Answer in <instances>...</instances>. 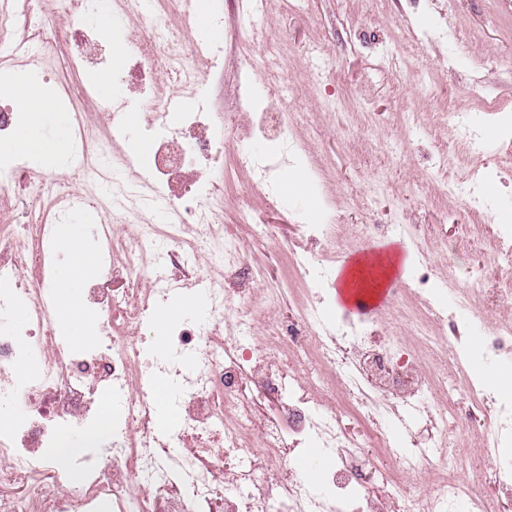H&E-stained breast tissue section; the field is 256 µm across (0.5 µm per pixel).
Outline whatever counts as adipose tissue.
Returning <instances> with one entry per match:
<instances>
[{"label": "adipose tissue", "mask_w": 512, "mask_h": 512, "mask_svg": "<svg viewBox=\"0 0 512 512\" xmlns=\"http://www.w3.org/2000/svg\"><path fill=\"white\" fill-rule=\"evenodd\" d=\"M11 93L22 119L10 151L31 155L50 167L64 168L70 155L66 128L56 127L48 137L42 134L57 110L53 95L28 80L14 83ZM80 235L78 225L70 224L60 237V246L69 254L70 262L62 272L59 296L64 311L70 314L76 308L74 285L89 272L86 256L79 246ZM409 261V255L395 248L355 257L346 268L336 271L342 299L348 304L377 302L398 271L407 269Z\"/></svg>", "instance_id": "obj_1"}]
</instances>
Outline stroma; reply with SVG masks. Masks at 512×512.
<instances>
[{"instance_id": "stroma-1", "label": "stroma", "mask_w": 512, "mask_h": 512, "mask_svg": "<svg viewBox=\"0 0 512 512\" xmlns=\"http://www.w3.org/2000/svg\"><path fill=\"white\" fill-rule=\"evenodd\" d=\"M446 24L440 40L423 39V32ZM248 39L279 38L282 52L267 57L266 65L287 64L288 78L299 99L297 132L308 145L320 169V185H308L305 196L286 195L289 169H281L275 194L261 200L229 197L221 222L228 235L244 244L272 282L297 287L288 268L286 244L298 241L293 209L322 210L324 197L334 198V221L343 246L331 259L330 246L310 247L315 265L336 271L339 258L375 251L395 239L411 247L407 225H416L417 241L435 252L433 276L447 275L462 283L481 278L485 287H498L505 274L476 250L464 228L512 224V183L491 178L493 194H485V208L474 210L465 199L436 202L443 177L466 178L469 168L492 166L491 154L512 125L500 115H487L480 134L489 153L465 155L456 136L457 119L480 112L465 98V88L482 80L489 95L512 99V0H293L285 10L282 0H263ZM249 58L230 53L211 69L205 86L209 108L235 120L241 110L239 88L250 70ZM29 76L57 95V121L71 126L75 113L97 121L112 104L94 91L97 74L75 68L65 44H58L38 65L12 69L9 80ZM338 98L344 107L322 111L321 102ZM411 109L418 122L406 129L399 114ZM447 143L446 173L430 169L423 149L428 138ZM403 146L402 158L390 163L373 148L374 140ZM383 175L384 192L370 191L373 175ZM254 213L255 223L243 224L240 210ZM371 232H362V225ZM386 232H374V225ZM480 426L461 434L448 430L455 444H466L472 465L466 477L478 482L487 466L480 450ZM480 491L498 503L500 512H512V496L491 484L478 482Z\"/></svg>"}]
</instances>
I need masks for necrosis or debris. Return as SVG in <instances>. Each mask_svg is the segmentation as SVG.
I'll return each instance as SVG.
<instances>
[{
  "label": "necrosis or debris",
  "mask_w": 512,
  "mask_h": 512,
  "mask_svg": "<svg viewBox=\"0 0 512 512\" xmlns=\"http://www.w3.org/2000/svg\"><path fill=\"white\" fill-rule=\"evenodd\" d=\"M41 0H19L0 13V29L19 33L16 49L69 46L80 68L105 63L112 21L98 0H60L58 14L36 25ZM167 0L144 13V35L129 46L116 76L126 103L141 114L143 153L108 152L83 118H76L70 160L86 179L110 185L119 238H107L102 277L86 302L100 320L95 340L79 349L46 352L61 306L51 295L55 228L75 211L96 208L95 197L42 172L31 188L49 197L46 214L29 224L0 222V309L24 304L20 324L0 323V401L18 405L22 419L0 433V487L29 486L23 501L0 496V512H494L491 502L458 476L466 459L448 457V416L454 407L442 358L465 365L467 329L449 327L445 311L427 300L435 285L431 256L416 245L418 277L405 296L423 301L411 318V337L381 334L368 320H326L323 306L298 303L277 325L281 288L252 286L264 277L220 222L224 192L204 171L224 159L249 173L243 189L262 197L274 174L297 163L294 95L244 92L247 124L222 130L217 113L197 107L169 115L165 101H146L147 80L164 69L178 86L206 78L192 50H169ZM261 139L264 151L252 150ZM28 249H19L17 238ZM209 246L210 273L193 266L199 243ZM205 288L207 312L173 324L162 351L143 359L145 324L169 293ZM168 381L178 421L158 435L152 377ZM464 393L483 416L486 482L512 493V401L478 379ZM112 416L103 419V402ZM354 418L360 430L348 427ZM402 423L406 448H393L391 420ZM86 433L98 454L77 491L45 454L67 431ZM322 449L336 466L314 488L296 465L297 452ZM422 474L431 490L409 488Z\"/></svg>",
  "instance_id": "1"
}]
</instances>
